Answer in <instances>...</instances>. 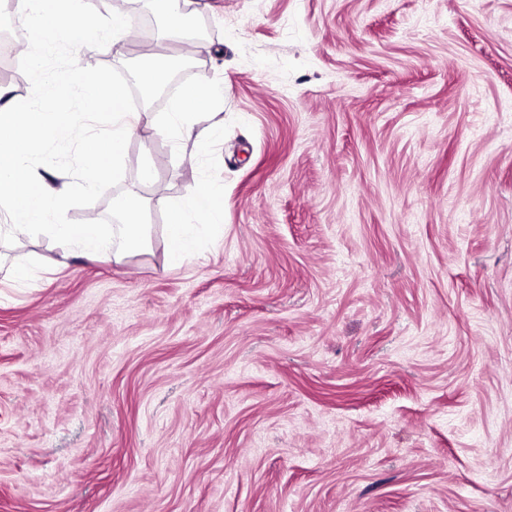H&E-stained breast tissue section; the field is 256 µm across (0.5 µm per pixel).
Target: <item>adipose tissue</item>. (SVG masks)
Instances as JSON below:
<instances>
[{
    "instance_id": "ef3b65f1",
    "label": "adipose tissue",
    "mask_w": 512,
    "mask_h": 512,
    "mask_svg": "<svg viewBox=\"0 0 512 512\" xmlns=\"http://www.w3.org/2000/svg\"><path fill=\"white\" fill-rule=\"evenodd\" d=\"M32 8L37 49L57 46L64 34L86 31L91 21L82 0H18ZM76 87L91 112L111 110L112 134L106 139L88 140L77 184L54 186L48 178L27 165L29 158L42 154L53 138H67L75 126L70 113L53 109L59 86ZM224 95L217 85L192 86L182 92L162 120L153 122L156 134L207 144L215 129L208 123L206 106ZM143 115L125 109V97L111 77L92 67L60 73L55 80L41 83L36 102L22 105L14 101L0 104V203L8 207L9 220L0 225V239L44 236L51 239L62 256L78 254L86 259L119 263L150 243V227L135 221L141 207L137 193L125 195L118 204L125 221L104 231L88 221L69 224L62 219V199L71 190L101 188L117 170L127 140L139 129ZM156 203L168 216L166 227L168 262L182 264L197 248L203 231L223 228V204L207 187H199L185 197L172 200L158 196Z\"/></svg>"
}]
</instances>
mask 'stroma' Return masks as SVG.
<instances>
[{
	"label": "stroma",
	"mask_w": 512,
	"mask_h": 512,
	"mask_svg": "<svg viewBox=\"0 0 512 512\" xmlns=\"http://www.w3.org/2000/svg\"><path fill=\"white\" fill-rule=\"evenodd\" d=\"M168 82L103 25L26 63L0 91L94 62L163 118L176 91L223 86L220 134L140 128L64 219L120 223L134 190L147 250L0 272V512H512V0H194L188 54L147 0ZM79 136L33 166L75 182ZM153 168L157 186L143 184ZM224 230L166 262L155 187L200 184Z\"/></svg>",
	"instance_id": "1"
}]
</instances>
